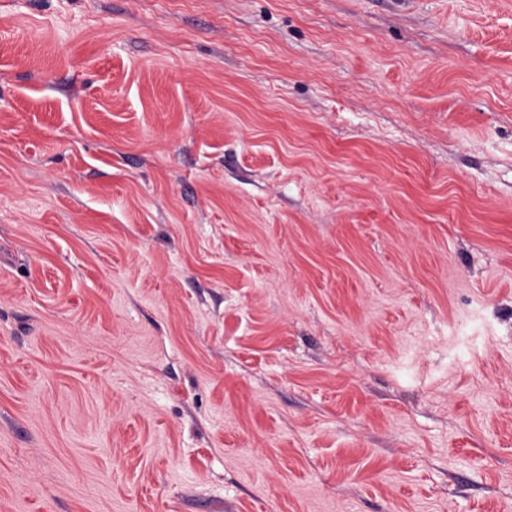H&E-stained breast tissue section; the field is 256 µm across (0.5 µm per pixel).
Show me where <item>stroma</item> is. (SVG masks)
Masks as SVG:
<instances>
[{
  "label": "stroma",
  "mask_w": 512,
  "mask_h": 512,
  "mask_svg": "<svg viewBox=\"0 0 512 512\" xmlns=\"http://www.w3.org/2000/svg\"><path fill=\"white\" fill-rule=\"evenodd\" d=\"M0 512H512V0H0Z\"/></svg>",
  "instance_id": "stroma-1"
}]
</instances>
